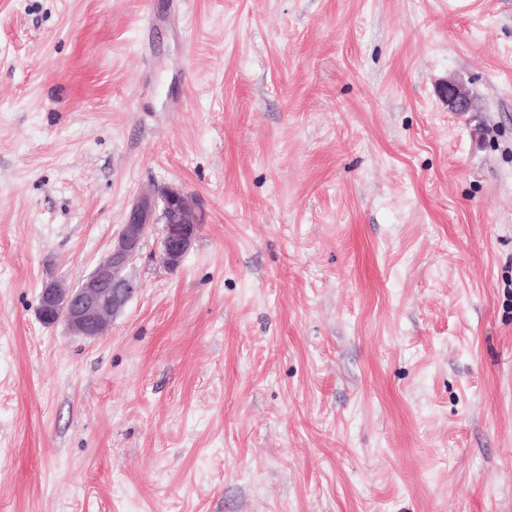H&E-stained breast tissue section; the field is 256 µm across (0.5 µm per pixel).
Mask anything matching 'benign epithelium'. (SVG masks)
Instances as JSON below:
<instances>
[{
    "label": "benign epithelium",
    "instance_id": "obj_1",
    "mask_svg": "<svg viewBox=\"0 0 512 512\" xmlns=\"http://www.w3.org/2000/svg\"><path fill=\"white\" fill-rule=\"evenodd\" d=\"M451 112H471L473 102L462 84L450 81L440 90ZM206 215L197 200L182 188L163 185L151 196L138 198L109 252L76 287L58 280L39 292L38 319L45 325L64 322L75 334L96 338L106 333L110 319L121 312L139 290L121 272L140 255L146 228L161 225V259L169 270L181 266L198 236Z\"/></svg>",
    "mask_w": 512,
    "mask_h": 512
}]
</instances>
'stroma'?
Here are the masks:
<instances>
[{"label":"stroma","mask_w":512,"mask_h":512,"mask_svg":"<svg viewBox=\"0 0 512 512\" xmlns=\"http://www.w3.org/2000/svg\"><path fill=\"white\" fill-rule=\"evenodd\" d=\"M0 512H512V0H0ZM442 98L447 102L449 111L473 112V102L462 84L448 81L440 90ZM206 215L197 200L181 187L163 185L151 196L139 197L109 252L77 286L58 280L45 282L39 292L38 319L44 325L63 321L75 334L96 338L106 333L110 319L139 290L121 272L139 257L146 228L161 224V259L169 270L181 266L198 236Z\"/></svg>","instance_id":"obj_1"}]
</instances>
